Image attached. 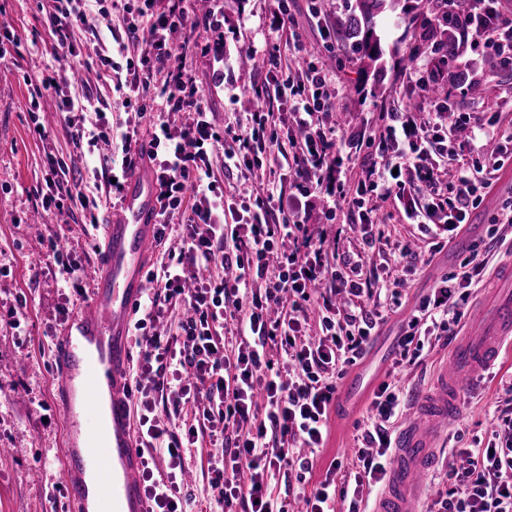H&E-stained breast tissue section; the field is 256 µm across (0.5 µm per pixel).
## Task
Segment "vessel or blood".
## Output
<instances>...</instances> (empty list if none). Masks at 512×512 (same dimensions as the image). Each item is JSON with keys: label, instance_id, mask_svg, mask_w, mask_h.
Masks as SVG:
<instances>
[{"label": "vessel or blood", "instance_id": "b4317fda", "mask_svg": "<svg viewBox=\"0 0 512 512\" xmlns=\"http://www.w3.org/2000/svg\"><path fill=\"white\" fill-rule=\"evenodd\" d=\"M157 211L153 179L129 177L122 209L103 226V242L88 272L89 298L65 321L53 348L58 401L77 424L64 450L65 491L75 512H86L91 463L112 473L111 482L100 488L99 512L147 510L128 372L131 321L146 288L145 259L155 248ZM507 341L512 342V295L505 293L496 302L489 331L456 345L453 360L461 371L444 374L437 396L423 398L418 416L401 429L386 489L373 512H419L418 491L436 455V425L453 418L470 370L493 365Z\"/></svg>", "mask_w": 512, "mask_h": 512}]
</instances>
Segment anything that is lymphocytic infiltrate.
<instances>
[{
  "mask_svg": "<svg viewBox=\"0 0 512 512\" xmlns=\"http://www.w3.org/2000/svg\"><path fill=\"white\" fill-rule=\"evenodd\" d=\"M129 0L123 8V36L100 55L99 86L125 83L154 90L140 98L125 130L112 136L104 126H87L85 104L64 102L76 147H99L120 139L122 171L141 162L152 166L158 187L159 243L169 237L176 214L186 213L179 250L148 273L151 287L136 306V364L130 374L140 415L136 430L143 450L142 481L148 512H184L185 449L207 440L208 486L203 497L211 512H288L270 481L287 467L305 476L313 469L306 449L322 447L326 420L336 404L337 381L361 358L375 332L379 313L363 307L379 266L365 260L341 269L336 250L312 240L302 201L327 198L326 214L345 211L363 228L364 250L380 253L376 201H394L415 224L444 214L449 231L469 223L494 172L512 162V132L495 128L479 112L460 109L461 96L437 97L428 112L410 115L404 105L387 112L384 124L350 131L326 123L335 102L326 87L335 76L323 51L293 32L288 0H275L270 31L287 38L299 67L267 58L275 82L264 108L249 113L232 140L217 131L213 113L202 105L203 91L188 55L224 60V42L210 34L222 26L224 0ZM56 55H76L75 30L100 42L110 15L104 0H43ZM490 20L468 22L465 41L512 67V12L492 0ZM185 33L181 54L171 35ZM142 43L129 58L130 41ZM288 106L297 135L281 136L276 110ZM459 115L447 126V113ZM148 138H141V129ZM368 152L356 189H347L343 165ZM237 170L242 179L263 172L258 190L225 198L213 179V163ZM488 251L474 247L433 295L413 310L398 340V367L415 365L424 344L457 333L468 288L483 282ZM224 277H214L213 268ZM187 315L176 332L161 330L169 312ZM316 337H308L310 327ZM190 406L189 420L176 432L159 406ZM404 406L395 384L382 382L362 422L354 453L359 470L348 489L351 508L378 493L391 460ZM503 437L486 448H466L462 465H449L450 487L427 512H512V403L497 418ZM168 455L166 477L154 474L155 455Z\"/></svg>",
  "mask_w": 512,
  "mask_h": 512,
  "instance_id": "obj_1",
  "label": "lymphocytic infiltrate"
}]
</instances>
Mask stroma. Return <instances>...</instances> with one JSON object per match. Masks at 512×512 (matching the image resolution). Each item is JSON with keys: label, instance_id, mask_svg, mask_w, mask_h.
Instances as JSON below:
<instances>
[{"label": "stroma", "instance_id": "stroma-1", "mask_svg": "<svg viewBox=\"0 0 512 512\" xmlns=\"http://www.w3.org/2000/svg\"><path fill=\"white\" fill-rule=\"evenodd\" d=\"M295 28L305 43L316 45L331 35L341 49L334 84L349 87L363 83L360 97L337 96L336 118L351 128L377 125L386 108L397 101L424 103L418 88L404 80L401 56L423 44L422 25L403 32L394 22L378 24L377 32L385 50L386 71L382 84L364 73L354 54L345 49L347 40L337 23L350 14L356 0H326L327 32H320L308 11L309 0H288ZM273 12L271 0H224L225 88L214 87L212 62L196 60L198 84L204 103L214 112L219 127L236 126L258 104L256 93L266 80L253 65L255 53L266 43V21ZM13 29L18 43L0 58V512H72L63 487V451L69 424L58 404L52 356L55 336L63 322L82 301L74 291L64 290L58 269L46 257L49 239H56L64 258L92 265L102 238L100 223L105 213L91 215L74 206L73 215L63 218L57 212L42 213L41 201L48 195L43 165L45 151L63 158L74 172L73 187L84 193L94 189L93 156L76 149L63 113L54 111L32 116V100L54 106L59 100L54 90L45 89L48 75L77 72L82 80L65 88V95L80 100L91 97L106 109L109 125L127 118L121 105L122 92L95 83L98 58L84 34H77L79 55L61 58L54 54L40 0H0V27ZM465 62L478 69L495 70L482 99L467 102L466 111L483 112L504 128H512V71L500 70L489 56L477 50L466 51ZM512 198V165H506L493 178V187L480 206L473 210L469 224L453 236L443 250H426L394 265L392 272L407 279L400 302L383 311V319L365 355L349 367V375H360L364 384L347 408L332 409L328 435L314 453L311 478L303 484L311 490L324 480L328 468H335L336 483L359 469L352 453L359 435L358 421L367 414L373 393L386 380L397 356L396 340L402 326L422 297L431 294L448 272L456 269L474 243L490 240L489 219L504 201ZM99 224L87 228L91 218ZM312 232L338 237V262H355L360 252L361 231L349 216L340 214L328 220L322 207L310 208L306 215ZM452 344L432 342L422 351L421 365L398 378L409 406L435 390L439 374L447 368ZM512 379V344L504 345L498 361L474 373L458 397L453 422L438 439L439 457L424 476L421 503L429 505L437 492L446 491L444 473L458 459L461 449L471 447L473 439L495 440L500 432L493 418L496 406L512 399L506 382Z\"/></svg>", "mask_w": 512, "mask_h": 512}]
</instances>
